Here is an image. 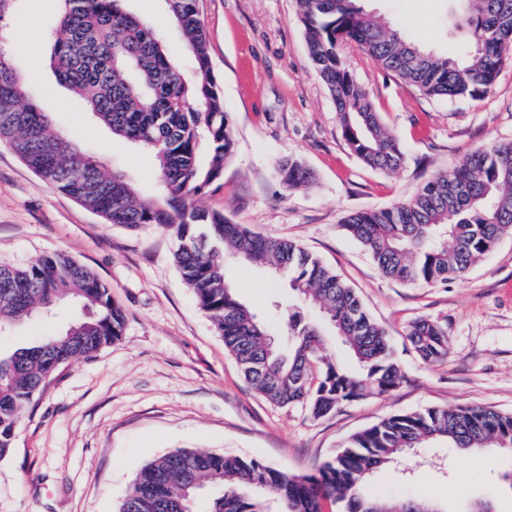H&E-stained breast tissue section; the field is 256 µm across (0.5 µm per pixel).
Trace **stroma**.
Segmentation results:
<instances>
[{
    "mask_svg": "<svg viewBox=\"0 0 512 512\" xmlns=\"http://www.w3.org/2000/svg\"><path fill=\"white\" fill-rule=\"evenodd\" d=\"M373 17L435 55L469 50L457 26V0H360ZM163 33L183 70L193 61L162 0H125ZM208 51L230 116L236 152L199 203L252 232L294 241L316 254L354 290L388 332L405 373L398 389L371 393L321 418L305 407H276L245 381L224 341L183 282L175 242L162 228L110 224L44 183L0 143V263L25 267L63 252L108 284L126 321L118 340L93 358L61 367L23 411L14 447L0 459V512H117L148 462L192 448L255 457L307 474L351 434L397 413L485 405L512 413V236L504 237L462 279L408 285L383 276L343 228L350 213L391 206L476 148L512 141V58L479 100H436L401 83L354 45L341 54L354 80L399 138L403 166L386 175L365 167L347 145L336 105L315 76L296 0H198ZM59 0H12L0 27L39 49L10 51L29 97L53 128L107 168L132 175L149 192L155 158L113 136L56 80L49 56ZM294 156L310 169L308 187L289 189L274 164ZM237 295L289 350V311L320 322L317 307L296 306L288 281L264 268L230 263ZM448 328V359L423 363L406 339L411 322ZM60 311L0 333L9 355L38 336L57 333ZM439 466L408 460L406 474L378 473L373 489H401L431 501L492 499L512 512V488L499 479L500 457L436 448Z\"/></svg>",
    "mask_w": 512,
    "mask_h": 512,
    "instance_id": "obj_1",
    "label": "stroma"
}]
</instances>
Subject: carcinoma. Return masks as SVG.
I'll return each instance as SVG.
<instances>
[{
  "mask_svg": "<svg viewBox=\"0 0 512 512\" xmlns=\"http://www.w3.org/2000/svg\"><path fill=\"white\" fill-rule=\"evenodd\" d=\"M51 67L112 135L153 153L154 194L141 195L129 175L105 168L52 128L50 117L24 94L25 84L0 52V142L12 146L41 180L110 224H157L175 240L173 260L202 311L224 339L245 380L268 402L302 405L315 418L369 392L396 390L404 380L386 330L357 293L321 259L287 239L264 238L196 200L224 174L235 138L224 96L212 74L198 0H163L195 61L185 73L165 38L124 7V0H62ZM358 0H297L309 57L335 102L350 149L368 168L398 171L405 155L350 74L340 47L353 43L399 80L428 97L480 100L512 57V0H458L460 26L473 50L460 60L429 55L411 62L418 46L374 19ZM280 182L307 186L312 173L296 157L276 161ZM343 226L386 277L430 285L464 276L499 241L512 235V141L493 142L438 173L412 197L384 209L349 214ZM230 259L284 274L300 300L319 305L357 367L331 358L319 327L288 315L292 352L269 346L268 333L226 279ZM63 303L78 310L60 334L0 357V459L13 449L22 409L59 368L93 356L121 335L123 310L109 287L64 253L17 268L0 264V329ZM407 338L426 363L448 358V332L438 321L412 322ZM319 365L311 376L312 365ZM434 443L461 453L498 448L512 454V414L491 407L427 408L395 414L353 434L314 472L290 475L259 459L178 449L146 464L120 512H196L199 479L224 489L210 512H412L418 501H382L373 475Z\"/></svg>",
  "mask_w": 512,
  "mask_h": 512,
  "instance_id": "obj_1",
  "label": "carcinoma"
}]
</instances>
